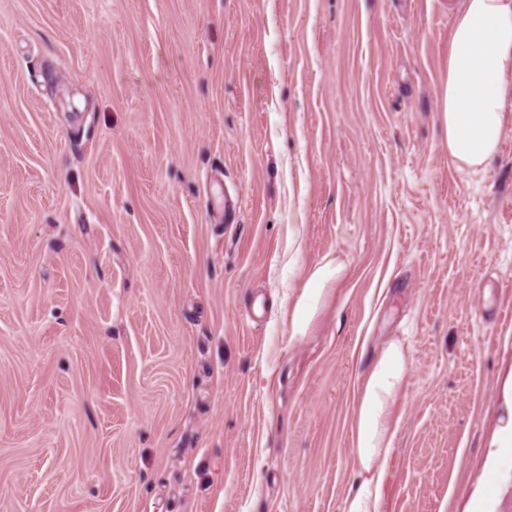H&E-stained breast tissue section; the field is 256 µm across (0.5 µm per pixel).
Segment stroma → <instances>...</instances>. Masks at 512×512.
I'll use <instances>...</instances> for the list:
<instances>
[{"label": "stroma", "instance_id": "stroma-1", "mask_svg": "<svg viewBox=\"0 0 512 512\" xmlns=\"http://www.w3.org/2000/svg\"><path fill=\"white\" fill-rule=\"evenodd\" d=\"M453 2L0 0V512H342L392 338L381 512H512V131L448 158ZM346 267L334 259H324L307 271L303 286L292 297L288 295L291 335L307 336L311 326L331 296L332 287L344 278ZM411 366L410 348L398 338L388 341L369 360L351 422L355 473L342 512H381L385 464L398 431L394 410Z\"/></svg>", "mask_w": 512, "mask_h": 512}]
</instances>
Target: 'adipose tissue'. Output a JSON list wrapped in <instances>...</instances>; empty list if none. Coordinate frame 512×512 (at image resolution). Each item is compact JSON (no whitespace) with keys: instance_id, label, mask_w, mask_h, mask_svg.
Returning <instances> with one entry per match:
<instances>
[{"instance_id":"ef3b65f1","label":"adipose tissue","mask_w":512,"mask_h":512,"mask_svg":"<svg viewBox=\"0 0 512 512\" xmlns=\"http://www.w3.org/2000/svg\"><path fill=\"white\" fill-rule=\"evenodd\" d=\"M512 0H461L448 31V81L443 121L448 158L458 170L476 173L496 158L512 116ZM333 259L307 271L303 286L288 299L291 335L307 336L345 276ZM404 340L388 341L369 360L351 422L354 480L342 512H380L385 464L394 450V410L411 371Z\"/></svg>"}]
</instances>
